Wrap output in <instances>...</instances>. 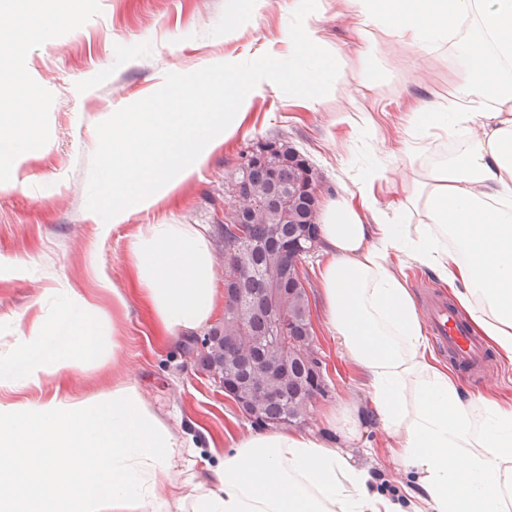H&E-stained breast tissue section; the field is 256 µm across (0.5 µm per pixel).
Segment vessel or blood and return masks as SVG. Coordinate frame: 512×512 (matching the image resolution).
Listing matches in <instances>:
<instances>
[{"label": "vessel or blood", "mask_w": 512, "mask_h": 512, "mask_svg": "<svg viewBox=\"0 0 512 512\" xmlns=\"http://www.w3.org/2000/svg\"><path fill=\"white\" fill-rule=\"evenodd\" d=\"M428 326L439 353L461 370H473L484 361L483 343L473 335L458 310L450 308L446 294L437 293L425 304Z\"/></svg>", "instance_id": "vessel-or-blood-1"}]
</instances>
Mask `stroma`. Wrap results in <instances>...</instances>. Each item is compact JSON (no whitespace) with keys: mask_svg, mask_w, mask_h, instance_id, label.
<instances>
[{"mask_svg":"<svg viewBox=\"0 0 512 512\" xmlns=\"http://www.w3.org/2000/svg\"><path fill=\"white\" fill-rule=\"evenodd\" d=\"M320 32L328 50H340V72L317 103L270 87L252 100L239 130L215 150L200 172L154 207L134 213L109 234L85 218L87 181L101 113L141 100L166 73H191L224 58L242 62L268 53L288 56V0L259 12L244 10L229 31L224 0H87L86 18L58 21L49 38L32 42L24 65L44 89L31 119L39 146L24 166L25 184L0 193V350H10L19 332L14 316L48 321L56 313L55 291L74 289L113 322L120 347L115 359L45 379L40 385L0 390V403L36 404L52 398L84 399L133 382L148 408L174 433L182 451L169 501L209 485L212 470L253 426L218 384L190 364L188 339L165 332L135 286L126 259L129 238L143 224H196L215 236L224 221V183L248 145L281 137L301 151L321 179L322 201L351 196L352 177L371 148L365 129H375L388 154L384 179L374 185L384 204L399 195L409 173L404 151L407 116L417 99L443 98L452 76L436 57L414 64L402 45L381 41L374 60L382 72L372 88L359 85L358 49L343 45L345 20L336 0H323ZM409 93L398 96L397 91ZM322 254L305 260L300 274L310 299L314 348L322 363L326 397L308 409L307 433L327 431L340 407L371 411L362 372L342 351L327 322L319 284ZM120 289L126 306L112 300ZM466 391L512 406V360L489 353L482 372L460 374ZM390 435L370 422L347 452L369 466L392 491L407 484L394 462Z\"/></svg>","mask_w":512,"mask_h":512,"instance_id":"35a3bbf8","label":"stroma"}]
</instances>
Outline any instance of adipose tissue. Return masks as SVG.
I'll return each mask as SVG.
<instances>
[{
    "label": "adipose tissue",
    "instance_id": "ef3b65f1",
    "mask_svg": "<svg viewBox=\"0 0 512 512\" xmlns=\"http://www.w3.org/2000/svg\"><path fill=\"white\" fill-rule=\"evenodd\" d=\"M32 0H0L13 38L0 50V191L17 188L37 139L30 119L42 91L17 59L50 30ZM355 38H385L434 52L453 72L446 98L408 117L420 157L430 138L450 147L382 205L380 155L355 177L359 205L331 200L317 227L321 289L330 326L364 374L394 456L421 490L415 512H512V407L469 395L430 361L423 320L400 261L434 270L453 287L477 331L512 360V0H337ZM288 84L315 87L328 67L321 0H288ZM128 257L137 286L170 334L212 318L216 260L192 224H147ZM50 322L16 319L22 350L0 359V390L40 384L107 357L105 315L69 288ZM363 416L345 407L329 434L256 430L237 443L211 486L180 497L178 512H402L372 490L374 477L343 449ZM177 444L137 384L33 406L0 404V512H168Z\"/></svg>",
    "mask_w": 512,
    "mask_h": 512
}]
</instances>
